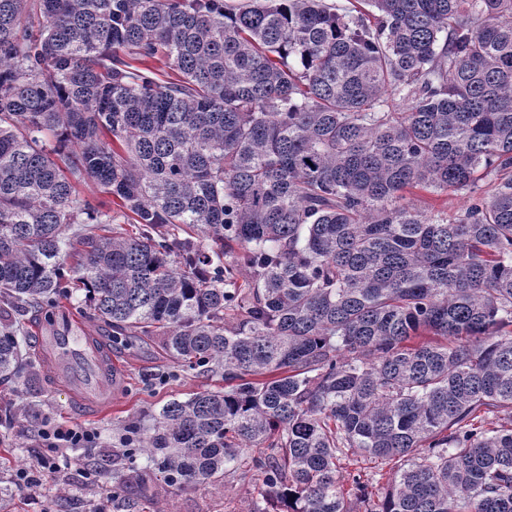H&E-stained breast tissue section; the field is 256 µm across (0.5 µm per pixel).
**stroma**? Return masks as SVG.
Masks as SVG:
<instances>
[{"label": "stroma", "mask_w": 512, "mask_h": 512, "mask_svg": "<svg viewBox=\"0 0 512 512\" xmlns=\"http://www.w3.org/2000/svg\"><path fill=\"white\" fill-rule=\"evenodd\" d=\"M411 203L426 215L453 219L469 201L466 191L444 193L414 191ZM69 310L87 319L92 335L110 346L122 367V383L111 409L98 417L86 418L72 409L63 388L45 371L23 373L19 379L0 385V501L9 512H89L97 494L96 480L111 481V452L119 450L120 424L143 419L173 399H184L203 389L223 387L215 374H193L177 368L146 337L132 343L113 342L112 332L90 318L86 303H69ZM34 406L38 419L24 420L18 410ZM52 420L88 427L99 435L95 447L71 448L59 458V472L44 475L35 491L17 488L11 477L36 455L37 433L43 422ZM148 504L131 512H264L269 503L254 481L229 475L223 484L182 488L153 484Z\"/></svg>", "instance_id": "35a3bbf8"}]
</instances>
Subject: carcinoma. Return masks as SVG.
<instances>
[{
    "mask_svg": "<svg viewBox=\"0 0 512 512\" xmlns=\"http://www.w3.org/2000/svg\"><path fill=\"white\" fill-rule=\"evenodd\" d=\"M359 2L0 0V382L76 290L224 377L123 426L119 512L138 454L278 512H512V0ZM367 459L386 492L340 483ZM469 193L466 191H455L448 189V192L431 194L426 191L414 190L413 194H407V199L424 214L439 215L442 218L452 220L461 212L469 201ZM394 462H376L365 463L362 467L364 470V479L368 480L370 488L373 492H384L392 481L395 470Z\"/></svg>",
    "mask_w": 512,
    "mask_h": 512,
    "instance_id": "obj_1",
    "label": "carcinoma"
}]
</instances>
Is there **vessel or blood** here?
I'll use <instances>...</instances> for the list:
<instances>
[{"label":"vessel or blood","instance_id":"obj_1","mask_svg":"<svg viewBox=\"0 0 512 512\" xmlns=\"http://www.w3.org/2000/svg\"><path fill=\"white\" fill-rule=\"evenodd\" d=\"M37 346L44 368L65 387L79 410L98 413L111 408L118 365L82 321L59 314L56 325L38 336Z\"/></svg>","mask_w":512,"mask_h":512}]
</instances>
